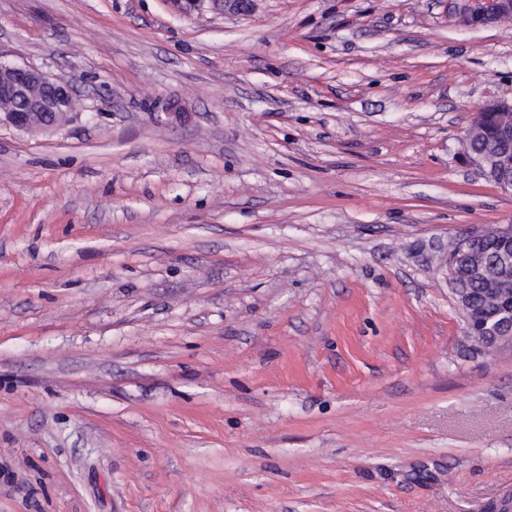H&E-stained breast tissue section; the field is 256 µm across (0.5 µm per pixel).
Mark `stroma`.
<instances>
[{
  "label": "stroma",
  "mask_w": 512,
  "mask_h": 512,
  "mask_svg": "<svg viewBox=\"0 0 512 512\" xmlns=\"http://www.w3.org/2000/svg\"><path fill=\"white\" fill-rule=\"evenodd\" d=\"M452 12L0 0V60L81 104L0 126V512H491L512 491V348L466 336L439 263L512 226L461 145L512 100V21Z\"/></svg>",
  "instance_id": "obj_1"
}]
</instances>
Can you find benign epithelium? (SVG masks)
Returning a JSON list of instances; mask_svg holds the SVG:
<instances>
[{
    "mask_svg": "<svg viewBox=\"0 0 512 512\" xmlns=\"http://www.w3.org/2000/svg\"><path fill=\"white\" fill-rule=\"evenodd\" d=\"M455 9L461 25L488 26L512 17V0H456ZM73 94L71 81L61 75L0 61V125L26 130L55 128L72 113ZM488 114L494 118L493 132L512 142V101L505 99L480 105L465 139L472 142L484 135L483 121ZM467 158L484 176H495L499 188L512 191V152L506 150L493 160L481 152L470 151ZM511 252L512 227L486 229L461 236L440 258L446 280L466 311V334L477 341L492 336L496 346L512 345V294H502V289L512 288ZM474 275L483 277L485 293L494 297L501 308L502 319L496 324L468 311L469 285Z\"/></svg>",
    "mask_w": 512,
    "mask_h": 512,
    "instance_id": "benign-epithelium-1",
    "label": "benign epithelium"
}]
</instances>
